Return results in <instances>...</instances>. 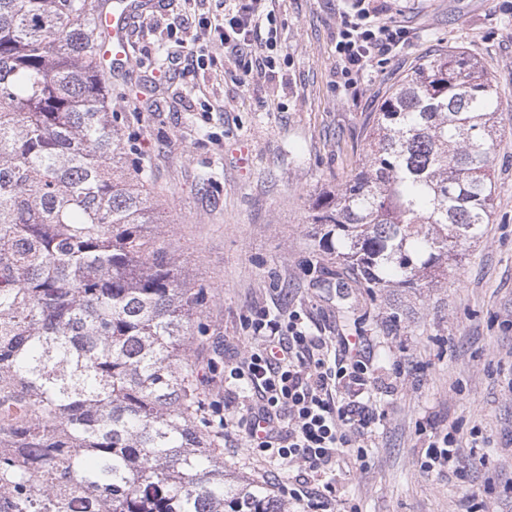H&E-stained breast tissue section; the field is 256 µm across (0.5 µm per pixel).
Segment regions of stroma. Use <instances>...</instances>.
<instances>
[{
  "mask_svg": "<svg viewBox=\"0 0 512 512\" xmlns=\"http://www.w3.org/2000/svg\"><path fill=\"white\" fill-rule=\"evenodd\" d=\"M272 5L270 79L242 83L233 57L208 38L193 48L216 65L183 73L155 21L193 16L185 0H159L128 31L126 67L104 71L112 123L158 205L164 242L187 281L209 287L207 340L192 353L207 395L237 413L209 362L247 353L251 311H300L314 334L364 337L379 366L380 419L360 456L347 457L345 489L328 512H465L461 480L420 469L430 437L446 431L460 437L462 455L487 460L468 480L482 512H512V0H383L381 20L411 36L349 86L336 76V33L350 0ZM442 51L474 58L502 90L490 222L432 282L370 291L319 251L311 208L364 163L371 115L390 88ZM223 448L226 469L287 498L295 471L260 461L239 435Z\"/></svg>",
  "mask_w": 512,
  "mask_h": 512,
  "instance_id": "35a3bbf8",
  "label": "stroma"
}]
</instances>
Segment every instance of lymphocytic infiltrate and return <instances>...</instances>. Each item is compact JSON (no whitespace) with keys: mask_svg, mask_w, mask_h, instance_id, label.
<instances>
[{"mask_svg":"<svg viewBox=\"0 0 512 512\" xmlns=\"http://www.w3.org/2000/svg\"><path fill=\"white\" fill-rule=\"evenodd\" d=\"M267 0H229L224 21L199 16L200 30L212 32L239 62L243 81L274 76L277 45L275 17L266 16ZM377 9L354 0L336 35L337 75L351 84L372 62L394 58L408 40L406 29L380 22ZM269 29L264 43L254 41L260 20ZM248 324L251 346L246 356L224 368V388L241 397L238 417L225 419V432H241L248 448L267 463L301 467L290 496L309 512L323 493L335 492L339 462L362 448L378 414L366 398L376 377L362 342L344 341L333 353L329 338L314 334L301 313L287 321L265 309ZM452 433L429 440L421 467L428 473L462 476L474 467L458 454Z\"/></svg>","mask_w":512,"mask_h":512,"instance_id":"1","label":"lymphocytic infiltrate"}]
</instances>
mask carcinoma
Returning <instances> with one entry per match:
<instances>
[{
  "label": "carcinoma",
  "mask_w": 512,
  "mask_h": 512,
  "mask_svg": "<svg viewBox=\"0 0 512 512\" xmlns=\"http://www.w3.org/2000/svg\"><path fill=\"white\" fill-rule=\"evenodd\" d=\"M98 0H0V512H288L224 472L189 364L205 336L159 218L121 164ZM500 87L462 52L407 74L362 169L317 200L319 246L402 288L482 237Z\"/></svg>",
  "instance_id": "1"
}]
</instances>
